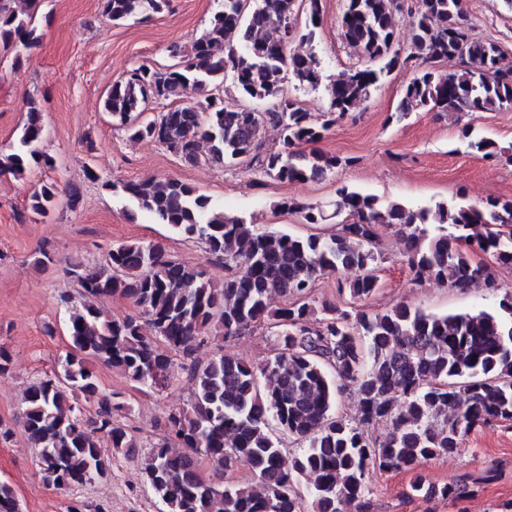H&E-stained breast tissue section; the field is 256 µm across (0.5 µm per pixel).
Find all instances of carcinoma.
I'll return each instance as SVG.
<instances>
[{"instance_id": "obj_1", "label": "carcinoma", "mask_w": 512, "mask_h": 512, "mask_svg": "<svg viewBox=\"0 0 512 512\" xmlns=\"http://www.w3.org/2000/svg\"><path fill=\"white\" fill-rule=\"evenodd\" d=\"M43 0L17 11L0 0V42L28 48L39 35L35 15ZM298 0H223L210 26L178 62L164 70L143 64L112 85L105 111L119 120L132 142L160 144L188 164L248 163L280 182L319 179L351 163L301 146L321 140L336 120L365 101L394 69L416 66L394 116L418 110L496 112L512 108V69L500 66V49L473 36L464 0H345L343 40L364 64L331 83L323 120L314 119L283 93L292 75L317 89L322 83L312 55L288 50L295 39L311 43L321 19L320 0L307 2L302 32L294 26ZM169 0H101L102 13L121 23L159 14ZM407 12L409 43L396 42L395 16ZM453 61L442 74L432 64ZM232 75L237 96L228 101L224 80ZM175 102L154 118L142 114L150 100ZM268 124L282 129L276 150L262 149ZM42 112L31 103L18 144L0 154V175L16 177L32 166L53 167L39 150ZM460 136L483 159L512 163V154L465 125ZM128 201L159 224L204 246L205 263L179 262L164 248L140 241L109 250L102 264L72 263L80 304L61 297L68 312L71 347L58 370L31 384L23 396L20 424L39 450L44 483L84 485L112 475L109 453L140 461L145 482L161 512H368L370 474L414 473L409 496L428 502L465 498L493 479L461 475L442 485L425 483L420 464L461 448L464 434L491 421H512V293L491 311L431 313L397 304L370 313L364 303L376 291L381 255L379 227L397 226L405 237V261L413 281L435 280L450 288L488 281L487 268L471 253H489L512 267V201L473 204L460 197L434 207L383 203L371 194L338 191L332 210L299 208L308 224L342 214L347 223L333 236L273 232L224 214L211 198L173 177L122 185ZM52 181L35 186L27 209L45 216L55 206ZM224 264L215 285L205 264ZM346 271L339 287L351 303L341 309L314 293L316 282ZM120 295L136 313L114 318L97 301ZM286 304L280 306L277 300ZM265 325L272 354L254 366L229 354L204 365L191 360L196 347L218 330L226 339ZM174 352L186 363L192 384L183 406L165 413L161 437L149 451L129 425L133 409L99 387L93 358L119 369L144 394L174 383ZM358 396L361 421L386 422L387 433L368 437L334 416L345 390ZM95 406L86 415L84 404ZM300 442L287 456L280 436ZM212 464L224 474L244 465L248 484L214 482L203 474ZM0 512H19L12 487L0 482Z\"/></svg>"}]
</instances>
